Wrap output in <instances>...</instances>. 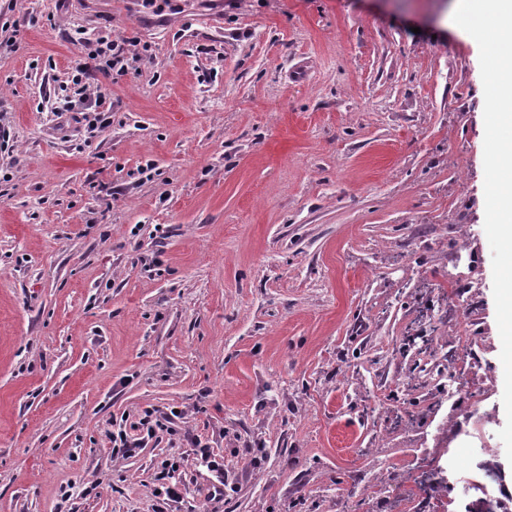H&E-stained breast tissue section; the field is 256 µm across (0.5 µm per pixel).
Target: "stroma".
Masks as SVG:
<instances>
[{"mask_svg":"<svg viewBox=\"0 0 512 512\" xmlns=\"http://www.w3.org/2000/svg\"><path fill=\"white\" fill-rule=\"evenodd\" d=\"M456 0H0V512H470L504 455ZM142 62L75 100V31ZM183 410L135 456L145 411ZM193 446L195 447V455L196 460L200 462L201 465L205 466L207 470L213 476V489H214V499H210L218 503L220 501H224V490L225 492L229 488L231 491H234L236 488L235 479L229 474L228 470L224 471V459L216 458L213 452L210 451V448L201 445V441L193 440ZM179 462H171L164 468L163 471L160 472V476L158 477L159 481H164L161 483V488L158 489L159 494L156 495L158 500L154 505L153 512H168L172 503H178L182 500V491L181 487L176 483H172L171 481H167L168 479H172L170 475L171 471H174L176 467H179ZM167 469V472H165Z\"/></svg>","mask_w":512,"mask_h":512,"instance_id":"obj_1","label":"stroma"}]
</instances>
